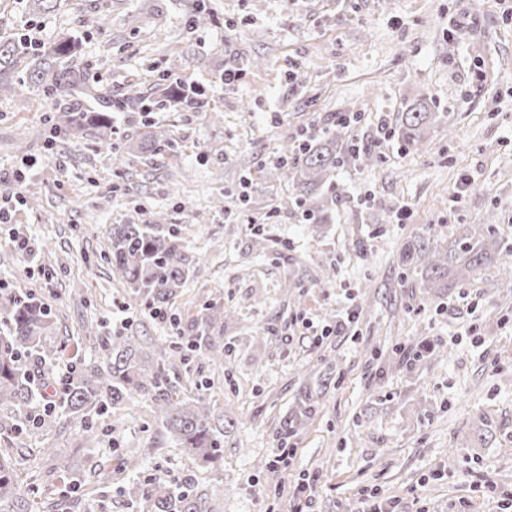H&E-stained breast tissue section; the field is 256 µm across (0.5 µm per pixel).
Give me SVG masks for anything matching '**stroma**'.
Instances as JSON below:
<instances>
[{
  "label": "stroma",
  "mask_w": 512,
  "mask_h": 512,
  "mask_svg": "<svg viewBox=\"0 0 512 512\" xmlns=\"http://www.w3.org/2000/svg\"><path fill=\"white\" fill-rule=\"evenodd\" d=\"M215 21L186 29L181 0H62L35 14L0 0V34L83 40L81 66L123 97L129 84L157 108L115 113L109 142L52 138L57 102L22 87L0 96V191L20 202L0 223V293L32 294L56 313L59 341L98 354L101 332L132 326L154 356L171 322L183 336L205 301L231 311L224 361L198 354L170 377L187 399L206 394L229 421L224 458L205 466L175 448L134 398L93 433L32 430L19 483L59 512H145L123 495L117 458L138 453L139 481L194 476L220 512H290L303 474L318 476L308 512H361L376 488L401 512H499L512 493V284L498 264L437 298L401 287L398 258L435 228L494 222L512 243V8L506 0H209ZM104 24H95V17ZM240 69L232 86L225 69ZM205 88L202 107L164 103L163 74ZM423 101L441 113L424 149L381 141L379 117ZM361 122L338 130L340 115ZM315 125L373 145L377 161L344 167L325 189L324 235L284 208L275 176L282 145ZM162 127L173 149H142ZM466 187L462 204L452 197ZM408 208V223H394ZM162 219L203 257L164 316L131 298L102 253L112 225ZM267 238L257 251V235ZM358 318L322 335L342 307ZM428 340L433 354L406 359ZM404 358L382 371L384 359ZM320 409L300 428L290 463L269 469L274 425L303 393ZM66 456L76 490L53 472Z\"/></svg>",
  "instance_id": "1"
}]
</instances>
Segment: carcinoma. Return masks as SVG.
<instances>
[{"label": "carcinoma", "mask_w": 512, "mask_h": 512, "mask_svg": "<svg viewBox=\"0 0 512 512\" xmlns=\"http://www.w3.org/2000/svg\"><path fill=\"white\" fill-rule=\"evenodd\" d=\"M187 16L193 25L210 19L205 0H185ZM79 38L73 34L51 45L32 40L23 33L0 38V91L12 92L27 85L43 95H59L65 100L62 119L54 124L75 139L112 135V100L96 94L95 88L78 65ZM30 58L34 66L19 75V58ZM171 97L189 108L199 100L197 89L182 82L170 84ZM440 119L426 104L415 102L400 112L398 137L409 149L425 147L431 122ZM173 145L170 134L158 129L145 138L153 150ZM377 160L375 150L366 145L336 150V136L313 139L303 146L291 166L279 169L289 178L295 196L287 203L306 211L307 221L320 226L319 206L313 196L331 183L336 167L344 164L369 166ZM512 255L498 240L492 224H462L448 249L434 243L428 234L405 245L399 255L401 285L419 280L422 288H458L470 272ZM105 260L126 282L129 294L148 305L161 306L176 299L190 278L197 256L161 224H114L110 231ZM196 323V335L159 345L158 358L149 363L137 349L138 337L124 331L97 337L104 360H81L62 383L63 400L59 411L36 415L45 397L44 385L36 384L35 370L49 368L66 345L54 337L55 315L42 301L26 295L6 296L0 301V431L16 438L28 434L31 418L50 428L59 420L92 430L90 422L121 408L139 396L150 401L155 419L175 446L204 465L223 458L224 418L217 416L205 398L188 400L176 392L169 366L185 362L201 351L213 359L224 357L217 340L224 337V308L210 302ZM319 409L318 401L307 396L299 401L296 417L283 418L275 426L278 447L298 433L303 420ZM19 459L12 449H0V512H32L37 503L19 488ZM128 497L144 503L146 512H214L209 493L192 476L177 486L162 478L146 483L133 482Z\"/></svg>", "instance_id": "cac0c4a2"}]
</instances>
